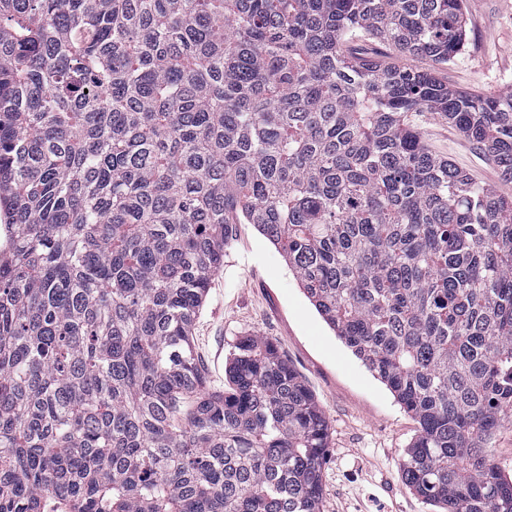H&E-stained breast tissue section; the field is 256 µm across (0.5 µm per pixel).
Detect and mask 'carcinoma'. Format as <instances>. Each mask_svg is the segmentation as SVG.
I'll return each instance as SVG.
<instances>
[{
	"label": "carcinoma",
	"mask_w": 512,
	"mask_h": 512,
	"mask_svg": "<svg viewBox=\"0 0 512 512\" xmlns=\"http://www.w3.org/2000/svg\"><path fill=\"white\" fill-rule=\"evenodd\" d=\"M463 0H0V512H321L330 425L277 346L192 337L230 225L418 424L406 487L512 512V90L451 89ZM413 124L434 153L448 157L477 181L495 186L500 194L512 196V183L499 179L496 166L489 157L439 114L417 112ZM494 464L506 475H512V425L505 424L490 443Z\"/></svg>",
	"instance_id": "carcinoma-1"
}]
</instances>
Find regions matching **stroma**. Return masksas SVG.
Returning a JSON list of instances; mask_svg holds the SVG:
<instances>
[{"mask_svg":"<svg viewBox=\"0 0 512 512\" xmlns=\"http://www.w3.org/2000/svg\"><path fill=\"white\" fill-rule=\"evenodd\" d=\"M464 7L466 44L453 63L436 68L411 58L406 67L436 69L454 89H512V0H464ZM413 123L434 153L512 196L489 157L439 114L418 113ZM231 234L193 330L210 387L223 389L239 338L270 339L329 420L322 512H433L401 477L416 421L318 314L279 249L251 224L233 225Z\"/></svg>","mask_w":512,"mask_h":512,"instance_id":"35a3bbf8","label":"stroma"}]
</instances>
